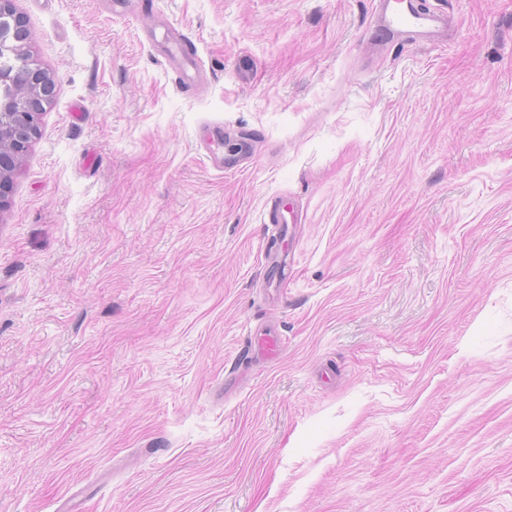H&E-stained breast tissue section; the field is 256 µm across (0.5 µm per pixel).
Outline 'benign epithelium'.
<instances>
[{
	"mask_svg": "<svg viewBox=\"0 0 512 512\" xmlns=\"http://www.w3.org/2000/svg\"><path fill=\"white\" fill-rule=\"evenodd\" d=\"M29 39L30 32L13 0H0V57L12 61L8 75L23 86L16 97L0 100V142L5 140L10 146V153L0 154V183L10 178L17 158L36 137L37 116L55 91L54 80L22 52Z\"/></svg>",
	"mask_w": 512,
	"mask_h": 512,
	"instance_id": "1",
	"label": "benign epithelium"
}]
</instances>
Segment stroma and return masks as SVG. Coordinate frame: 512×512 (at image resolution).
Listing matches in <instances>:
<instances>
[{
  "mask_svg": "<svg viewBox=\"0 0 512 512\" xmlns=\"http://www.w3.org/2000/svg\"><path fill=\"white\" fill-rule=\"evenodd\" d=\"M412 3L14 0L0 512H512V0ZM29 39L30 32L14 9L13 0H0V57L12 61L8 76L23 86L16 97L0 99V146L4 139L10 146V153L0 154V184L10 178L17 158L27 152L36 137L37 116L55 91L54 80L22 52ZM378 23L385 29L415 37H434L446 27V21L439 16L417 12L408 2L400 11L388 12L380 7ZM165 48L170 62L179 67L190 80L197 79L200 84L205 82L199 60L183 56L176 39H169Z\"/></svg>",
  "mask_w": 512,
  "mask_h": 512,
  "instance_id": "obj_1",
  "label": "stroma"
}]
</instances>
